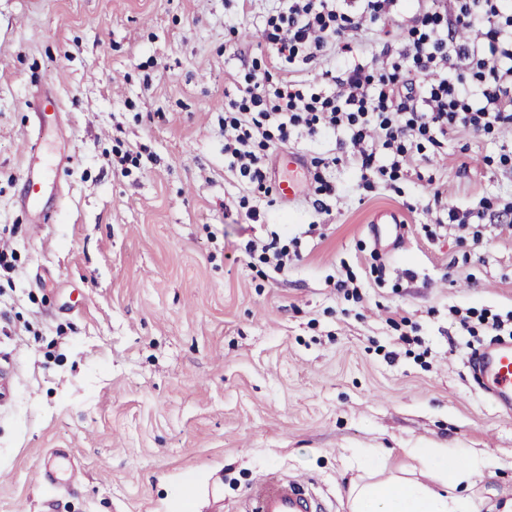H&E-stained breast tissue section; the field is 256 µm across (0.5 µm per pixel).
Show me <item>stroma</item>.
Returning <instances> with one entry per match:
<instances>
[{
	"instance_id": "1",
	"label": "stroma",
	"mask_w": 512,
	"mask_h": 512,
	"mask_svg": "<svg viewBox=\"0 0 512 512\" xmlns=\"http://www.w3.org/2000/svg\"><path fill=\"white\" fill-rule=\"evenodd\" d=\"M272 6L0 0V512H243L267 473L348 512L362 448H475L512 496V414L469 365L512 315V124L369 189L348 129L302 135L305 159H340L326 211L310 170L281 199L276 154L258 192L222 129L252 67L283 77L255 36ZM350 37L378 68L403 50L368 22ZM38 96L59 103L46 132ZM27 140L67 158L42 224L17 203ZM385 210L390 250L369 230ZM274 234L300 252L279 274L245 251ZM55 453L52 490L35 472Z\"/></svg>"
}]
</instances>
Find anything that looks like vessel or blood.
<instances>
[{"label":"vessel or blood","instance_id":"b4317fda","mask_svg":"<svg viewBox=\"0 0 512 512\" xmlns=\"http://www.w3.org/2000/svg\"><path fill=\"white\" fill-rule=\"evenodd\" d=\"M26 188L23 207L33 214L44 209L43 185L51 169L64 164V156L45 158L35 146L26 152ZM474 369L486 391L506 412H512V343L494 347L477 356ZM244 512H326L308 485L299 479L267 475L249 490Z\"/></svg>","mask_w":512,"mask_h":512}]
</instances>
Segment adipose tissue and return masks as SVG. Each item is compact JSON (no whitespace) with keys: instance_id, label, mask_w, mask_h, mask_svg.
Here are the masks:
<instances>
[{"instance_id":"adipose-tissue-1","label":"adipose tissue","mask_w":512,"mask_h":512,"mask_svg":"<svg viewBox=\"0 0 512 512\" xmlns=\"http://www.w3.org/2000/svg\"><path fill=\"white\" fill-rule=\"evenodd\" d=\"M424 466L419 480L405 478V465L391 464L389 452L369 449L358 462L361 476L348 490L350 512H478L476 489L499 460L460 448H411Z\"/></svg>"}]
</instances>
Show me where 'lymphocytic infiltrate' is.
<instances>
[{
    "label": "lymphocytic infiltrate",
    "instance_id": "1",
    "mask_svg": "<svg viewBox=\"0 0 512 512\" xmlns=\"http://www.w3.org/2000/svg\"><path fill=\"white\" fill-rule=\"evenodd\" d=\"M351 17L341 0H276L263 37L288 70L307 64L358 29L359 18L389 19L405 48L390 67L374 71L359 63L340 74L325 71L320 85L299 80L270 84L249 74L240 99L224 118V154L249 182L266 178L255 149L287 148L295 128L308 135L347 126L352 149L345 161L378 175L413 164L420 142L438 145L458 133L493 132L512 124V6L507 0H455L447 17L422 10L405 20L399 0H359ZM390 153L389 166L376 162Z\"/></svg>",
    "mask_w": 512,
    "mask_h": 512
}]
</instances>
